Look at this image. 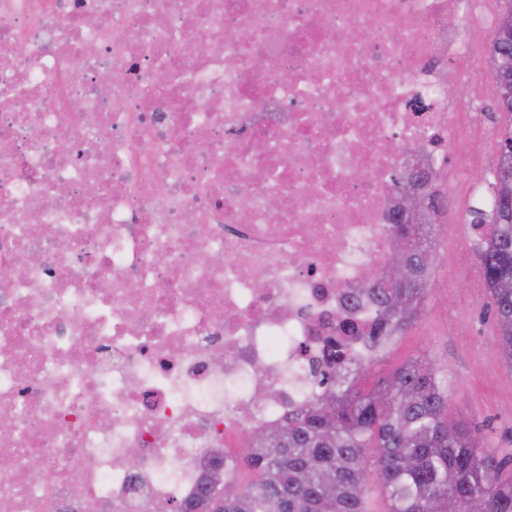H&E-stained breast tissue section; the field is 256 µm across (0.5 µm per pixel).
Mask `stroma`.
Masks as SVG:
<instances>
[{
	"instance_id": "stroma-1",
	"label": "stroma",
	"mask_w": 512,
	"mask_h": 512,
	"mask_svg": "<svg viewBox=\"0 0 512 512\" xmlns=\"http://www.w3.org/2000/svg\"><path fill=\"white\" fill-rule=\"evenodd\" d=\"M466 229L435 227V286L424 312L360 386L369 390L415 356L433 360L448 379V414L476 426L494 449L504 472L512 471V374L497 346L490 297L480 288L483 265L468 247Z\"/></svg>"
}]
</instances>
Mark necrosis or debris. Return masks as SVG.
I'll return each mask as SVG.
<instances>
[{
	"label": "necrosis or debris",
	"mask_w": 512,
	"mask_h": 512,
	"mask_svg": "<svg viewBox=\"0 0 512 512\" xmlns=\"http://www.w3.org/2000/svg\"><path fill=\"white\" fill-rule=\"evenodd\" d=\"M494 25L487 0H0V512L234 479L394 251L395 174L477 193L497 130L447 60Z\"/></svg>",
	"instance_id": "necrosis-or-debris-1"
}]
</instances>
